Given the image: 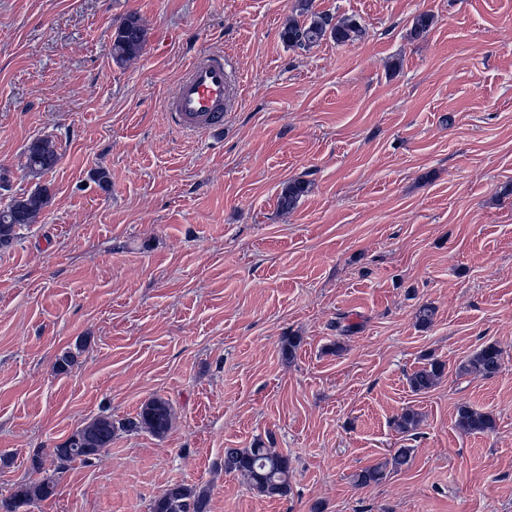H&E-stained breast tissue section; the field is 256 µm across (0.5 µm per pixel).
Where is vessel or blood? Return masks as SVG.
I'll use <instances>...</instances> for the list:
<instances>
[{
  "label": "vessel or blood",
  "mask_w": 512,
  "mask_h": 512,
  "mask_svg": "<svg viewBox=\"0 0 512 512\" xmlns=\"http://www.w3.org/2000/svg\"><path fill=\"white\" fill-rule=\"evenodd\" d=\"M223 52L195 54L164 101L169 125L189 134H211L223 129L241 85L227 69Z\"/></svg>",
  "instance_id": "obj_1"
}]
</instances>
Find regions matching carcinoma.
<instances>
[{"label": "carcinoma", "instance_id": "cac0c4a2", "mask_svg": "<svg viewBox=\"0 0 512 512\" xmlns=\"http://www.w3.org/2000/svg\"><path fill=\"white\" fill-rule=\"evenodd\" d=\"M315 0H297V15L288 17L281 31L283 43L290 49L308 50L326 38L338 43L352 42L364 34L356 21L343 18L334 20L333 15L314 9ZM147 30L139 16L126 15L112 32V61L123 66L137 58L146 43ZM59 161L56 144L49 138L32 142L25 153V168L39 178L51 171ZM306 192V185L293 181L286 185L279 197L278 207L283 212L292 210ZM51 194L45 186L14 200L0 211V247L9 246L17 237L16 229L31 224L37 215L49 205ZM502 350L493 343L485 344L464 360L459 370L484 378L496 376L502 368ZM444 374V364L438 360L427 363L409 376V386L415 392L435 387ZM173 413L169 401L161 397L148 399L137 416L121 423L128 431L146 430L155 436L166 435L172 427ZM402 433H411L419 427V413L404 410L395 421ZM455 427L468 435L486 434L495 428L493 416L487 412L461 405L457 409ZM116 423L110 416H97L84 423L61 445L52 449L53 469L45 467L39 455L31 458V470L40 475L35 481L19 483L9 495L0 498V512H28V508L56 495L57 474L72 463L88 464L112 443ZM412 449L399 448L390 462L379 463L360 469L353 475L358 486L378 484L387 476V468L400 470L411 459ZM224 472L241 476L250 491L267 497L286 498L292 492L291 459L272 448L224 449ZM208 494L204 489L174 483L169 485L152 503L150 512H207Z\"/></svg>", "mask_w": 512, "mask_h": 512}]
</instances>
